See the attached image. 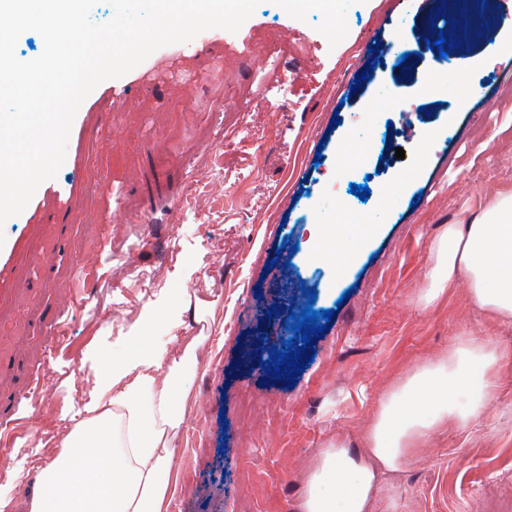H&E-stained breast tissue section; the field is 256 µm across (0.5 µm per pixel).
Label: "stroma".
Wrapping results in <instances>:
<instances>
[{"mask_svg": "<svg viewBox=\"0 0 512 512\" xmlns=\"http://www.w3.org/2000/svg\"><path fill=\"white\" fill-rule=\"evenodd\" d=\"M443 0H344L345 39L296 0H261L217 55L201 38L186 42L179 66L133 89L112 111L83 113L85 141L70 140L56 182L73 190L74 223L106 225L55 281L70 299L65 341L45 363L37 405L0 463V512H29L13 478L30 455L88 416V378L102 354L127 355L136 336L206 334L214 355L188 376L183 423L174 436L169 512H298L306 478L322 449L344 444L368 455V433L384 395L416 368L447 356L465 336L512 352V318L477 310L466 279L424 305L431 245L451 224L468 223L498 191L512 187V54L484 61L495 42H512V17L489 0L490 17L463 52L470 68L441 59V91L426 94L432 58L407 41L413 66L395 67L392 40L429 25ZM295 33L286 38L284 27ZM277 68L259 69L271 49ZM377 65L362 87L364 53ZM471 92H461V80ZM382 140L367 200L349 191L360 170L337 169V153L357 154L359 125ZM428 153H420L422 138ZM404 158H396V148ZM158 182L161 208L144 212L132 183ZM389 199H382V192ZM192 200L194 215L166 212ZM379 225L349 266L308 262L309 227L335 224L345 209ZM94 278L82 284L83 265ZM152 269L163 289L148 295L131 266ZM188 289L213 304L211 321L184 313L175 330L136 320L144 304L171 310ZM316 291L307 299L305 289ZM335 316L314 359L294 384L252 365L275 346L256 309ZM370 512H512V362L476 421L432 433L425 448L379 483Z\"/></svg>", "mask_w": 512, "mask_h": 512, "instance_id": "1", "label": "stroma"}]
</instances>
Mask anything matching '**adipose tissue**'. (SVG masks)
Instances as JSON below:
<instances>
[{
	"mask_svg": "<svg viewBox=\"0 0 512 512\" xmlns=\"http://www.w3.org/2000/svg\"><path fill=\"white\" fill-rule=\"evenodd\" d=\"M373 224H316L311 262L336 258L351 264L355 252L330 255L325 241L348 236L370 240ZM429 282L421 300L437 301L458 276H466L479 311L512 317V188L470 223L452 224L434 241ZM128 357L103 354L92 381L101 389L90 416L62 438L68 455L41 470L30 512H168L171 441L183 423L187 372L211 356L204 336L179 341L159 354L144 335ZM504 356L491 342L460 340L447 357L420 366L381 402L368 434L370 459L339 445L323 449L311 468L300 512H368L383 473L398 470L446 426L462 427L489 405Z\"/></svg>",
	"mask_w": 512,
	"mask_h": 512,
	"instance_id": "obj_1",
	"label": "adipose tissue"
}]
</instances>
